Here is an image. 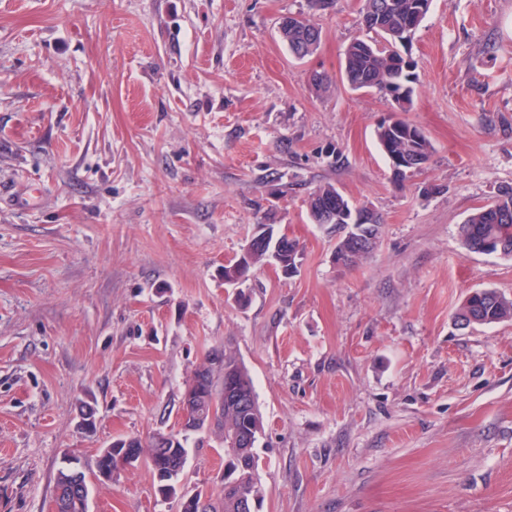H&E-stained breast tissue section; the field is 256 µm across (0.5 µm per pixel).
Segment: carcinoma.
I'll list each match as a JSON object with an SVG mask.
<instances>
[{
  "label": "carcinoma",
  "mask_w": 512,
  "mask_h": 512,
  "mask_svg": "<svg viewBox=\"0 0 512 512\" xmlns=\"http://www.w3.org/2000/svg\"><path fill=\"white\" fill-rule=\"evenodd\" d=\"M421 0H365L362 12V25L383 37L388 46L377 49L375 44L361 38H355L345 51L344 77L354 89H368L378 92L389 99L391 94L406 88L405 95L396 98L394 108L407 112L412 104L411 83L415 74L399 65L397 57L399 43L410 32L411 26L421 24L425 16L419 14ZM280 36L288 50L297 58L311 55L321 41V29L312 20L287 22L281 26ZM411 127L405 119L399 125L381 122L376 130L377 141L390 158L407 150L421 156V162L430 161L433 147L426 135L417 140L408 138L404 129ZM343 195L332 185H326L315 191L308 200L310 216H321L335 208L333 202ZM458 233L465 248L473 253H487L488 243L501 244L504 249H495L494 253L512 255V189L501 192L491 203L477 208L465 222L458 227ZM474 318L477 325H490L512 319V299L493 289L477 293L465 299L457 318ZM213 351H208L194 373L207 374L209 386L203 395L180 403L186 404L190 419L195 422L194 430L204 429L209 424V412L212 398L224 396V380L229 379L240 387L253 389L249 373L237 353L229 346L224 347V368H211ZM236 431H248L260 436L264 431V421L258 406L244 411L229 405L224 407L222 419L212 432L216 435H230ZM188 432L178 433L176 442L169 443L170 461L173 467L184 468L187 460ZM138 447L150 470H155V448L149 443L143 445L137 437L120 439L112 443V448ZM257 456L256 448L224 449V477L233 484L231 493L217 502L211 503L210 512H239V504L246 502L257 508L263 500V490L257 470L250 462ZM56 486L65 489L60 499L58 512H88L90 489L86 475L75 476L67 467L58 471ZM158 492L178 501L179 512H199L200 494H185L180 491L179 478L169 481V486Z\"/></svg>",
  "instance_id": "obj_1"
}]
</instances>
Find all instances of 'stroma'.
Listing matches in <instances>:
<instances>
[{
    "mask_svg": "<svg viewBox=\"0 0 512 512\" xmlns=\"http://www.w3.org/2000/svg\"><path fill=\"white\" fill-rule=\"evenodd\" d=\"M363 6L0 0V512H52L71 455L89 512H178L146 464L105 485L94 460L177 426L225 345L264 418L260 512H512V319L456 321L475 290L512 299V257L458 236L512 187V0H432L400 45L405 118L433 146L402 182L375 138L393 105L343 78L348 44L375 38ZM287 15L313 16V54L283 43ZM329 184L384 220L350 267L309 217ZM262 224L300 262L254 269L241 307L223 268ZM223 470L190 434L182 490L218 494Z\"/></svg>",
    "mask_w": 512,
    "mask_h": 512,
    "instance_id": "stroma-1",
    "label": "stroma"
}]
</instances>
